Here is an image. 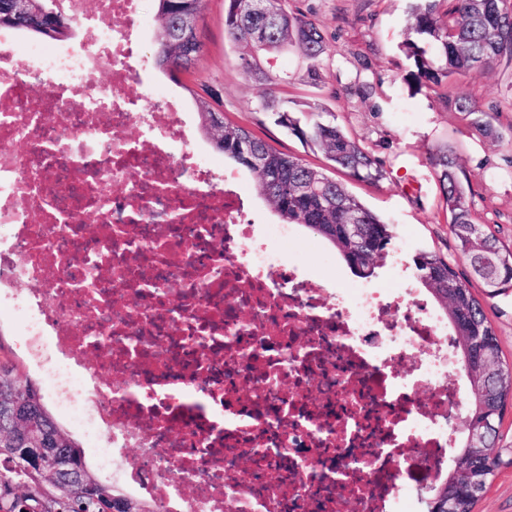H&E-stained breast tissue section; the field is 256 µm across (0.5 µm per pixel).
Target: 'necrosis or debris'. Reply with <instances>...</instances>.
Segmentation results:
<instances>
[{"label": "necrosis or debris", "instance_id": "necrosis-or-debris-1", "mask_svg": "<svg viewBox=\"0 0 512 512\" xmlns=\"http://www.w3.org/2000/svg\"><path fill=\"white\" fill-rule=\"evenodd\" d=\"M64 4L90 44L21 66L0 33V305L48 398L156 512H419L464 396L447 318L400 262L339 288L280 255L186 106L131 91L141 0Z\"/></svg>", "mask_w": 512, "mask_h": 512}]
</instances>
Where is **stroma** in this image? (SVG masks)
I'll use <instances>...</instances> for the list:
<instances>
[{
  "mask_svg": "<svg viewBox=\"0 0 512 512\" xmlns=\"http://www.w3.org/2000/svg\"><path fill=\"white\" fill-rule=\"evenodd\" d=\"M289 10L316 19L328 41L323 80L296 81L279 88L281 96L330 112L348 135L378 159L385 170L370 184L337 173L366 207L393 225L401 257L427 250L445 258L460 278L469 266L456 248L444 210L431 156L451 146L474 193V214L500 244L512 247V64L473 71L448 87L493 115L503 138L478 137L471 119L445 105L437 93L405 81L411 68L402 43L412 0H287ZM225 0H202L198 36L203 50L188 73L172 79L156 73L143 79L153 95L177 94L189 110L198 100L223 112L227 123L244 127L278 151L313 165H325L323 152L303 145L275 125L256 105L264 94L241 68L242 46L225 36ZM285 256L307 269H322L330 278L353 275L335 248L303 227H296L281 247ZM503 358L512 363V292L484 301ZM497 445L503 463L474 507V512H512V406H507Z\"/></svg>",
  "mask_w": 512,
  "mask_h": 512,
  "instance_id": "35a3bbf8",
  "label": "stroma"
}]
</instances>
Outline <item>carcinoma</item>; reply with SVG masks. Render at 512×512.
Returning a JSON list of instances; mask_svg holds the SVG:
<instances>
[{
    "mask_svg": "<svg viewBox=\"0 0 512 512\" xmlns=\"http://www.w3.org/2000/svg\"><path fill=\"white\" fill-rule=\"evenodd\" d=\"M161 36L154 49L157 69L174 76L189 70L202 52L197 28H186V16L199 15L201 0H155ZM285 0H264L249 7L248 0H227L226 37L245 48L242 67L258 84L270 86L258 102L275 125L302 143L322 150L337 169L356 180L372 184L385 177L382 164L335 122L323 119L314 108L297 110L275 89L295 80L296 73L273 65L293 54L302 63L301 78L317 84L323 79L327 40L318 23L288 11ZM447 4L439 20L441 4ZM74 25L67 13L44 7L35 16L10 11V0H0V27L60 33ZM403 47L411 60L405 80L419 89L437 90L472 70L490 69L512 62V0H415ZM441 97L457 111L474 116L472 125L484 138L498 139L493 117L467 95ZM204 128L212 144L225 157L256 174L259 194L290 224H300L328 240L351 273L361 279L376 276L394 249L390 224L367 209L342 183L321 167L279 152L241 126L223 123L210 103L198 101ZM444 208L460 254L471 276L481 283L485 296L494 298L512 290V249L499 246L494 235L474 221L473 192L461 177L454 151L439 148L431 157ZM418 281L442 306L453 329V344L461 371L479 375L477 397L458 429L464 435L482 431L479 457L472 471L491 481L502 463L501 454L490 457L507 403L512 401V364L502 358L497 336L482 301L469 281L461 280L443 258L420 251L412 256ZM35 423L45 447L64 459V470L45 475L23 459L28 426ZM445 486L433 489L426 512H473L483 496L462 473L443 477ZM154 512L150 502L133 499L99 480L87 466L81 448L52 420L35 385L22 381L14 365L0 361V512Z\"/></svg>",
    "mask_w": 512,
    "mask_h": 512,
    "instance_id": "1",
    "label": "carcinoma"
}]
</instances>
